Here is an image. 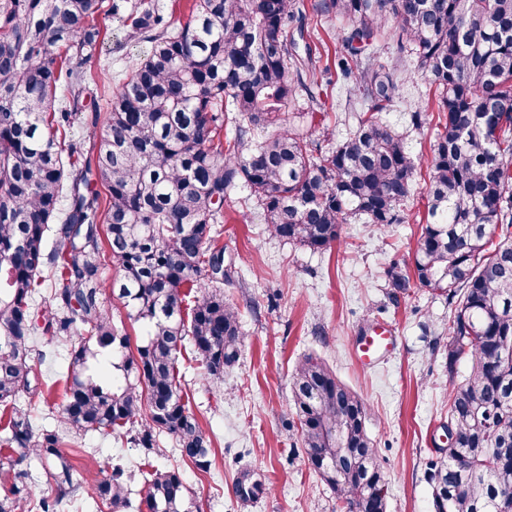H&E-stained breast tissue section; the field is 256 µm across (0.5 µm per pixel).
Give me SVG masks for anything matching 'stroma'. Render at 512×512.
<instances>
[{
	"label": "stroma",
	"instance_id": "obj_1",
	"mask_svg": "<svg viewBox=\"0 0 512 512\" xmlns=\"http://www.w3.org/2000/svg\"><path fill=\"white\" fill-rule=\"evenodd\" d=\"M325 0H303L306 32H317L322 62H334L348 31L345 20L322 13ZM101 43L86 71L97 82L98 104L125 73L149 54V42L130 37L110 9L97 18ZM358 103L347 93L310 110L299 95L291 127L328 142L344 140L356 127ZM426 167L415 174V191L405 221L382 228L354 219L341 229L332 250L315 253L273 236L262 209L246 188L224 202L220 240L234 274L224 300L240 313L242 342L236 361L221 381L204 375L198 361L186 370L190 408L212 439L209 469L183 460L164 438L154 461L178 468L197 512H341L334 493L309 465L290 407L297 362L313 356L367 406L366 428L388 478L387 512H431L426 464L444 443L448 421V370L442 348L452 313L444 297L419 285L399 302L388 298L387 269L413 268L427 213ZM385 326L395 338L392 351L366 367L357 359L365 332ZM65 452L75 477L98 474L108 459L138 470L145 456L124 440L95 434L67 435ZM265 487L253 501L235 494L241 474Z\"/></svg>",
	"mask_w": 512,
	"mask_h": 512
}]
</instances>
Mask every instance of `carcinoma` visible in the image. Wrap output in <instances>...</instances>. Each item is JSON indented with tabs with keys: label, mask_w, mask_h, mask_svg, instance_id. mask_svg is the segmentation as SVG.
<instances>
[{
	"label": "carcinoma",
	"mask_w": 512,
	"mask_h": 512,
	"mask_svg": "<svg viewBox=\"0 0 512 512\" xmlns=\"http://www.w3.org/2000/svg\"><path fill=\"white\" fill-rule=\"evenodd\" d=\"M102 2L0 0V480L10 483L0 512H29L34 459L54 486L40 512H61L80 487L58 427L34 430L16 403L44 359L41 337L70 343L58 404L65 429L123 434L157 454L167 435L182 458L208 468L211 439L190 410L179 355L190 346L220 379L238 354L239 312L220 289L232 266L216 228L232 191L248 189L275 236L314 252L339 243L354 218L404 222L416 164L406 132L382 118L400 76L366 52L384 29L441 114L413 275L388 269L393 302L413 276L454 307L448 447L427 462L433 512H512V0H329L351 21L336 74L366 110L327 147L285 119L297 94L316 106L323 95L304 79L315 61L297 58L288 38L303 19L299 0H191L176 29L157 3L112 0V15L152 49L103 119L96 102L83 105ZM86 110L91 161L71 136ZM236 112L265 136L240 128L224 140ZM109 263L118 277L107 285ZM45 268L49 291L37 304ZM106 286L142 326L134 354L104 309ZM292 413L308 463L342 507L386 512L362 399L306 357L293 374ZM106 471L85 484L107 512H127L135 474L119 460ZM145 482L142 512H192L179 470L153 466Z\"/></svg>",
	"instance_id": "cac0c4a2"
}]
</instances>
